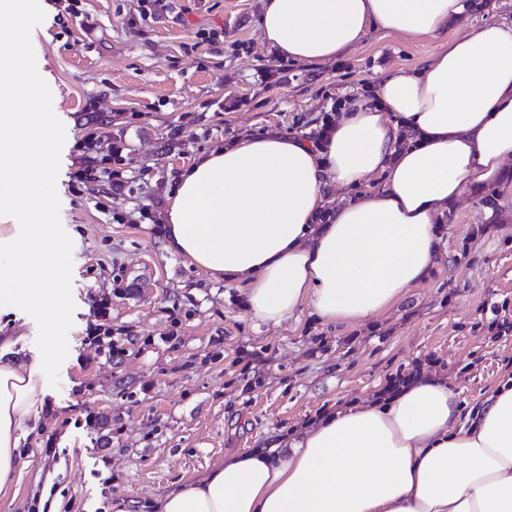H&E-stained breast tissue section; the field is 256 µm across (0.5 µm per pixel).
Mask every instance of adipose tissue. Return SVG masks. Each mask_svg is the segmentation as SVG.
<instances>
[{
    "label": "adipose tissue",
    "mask_w": 512,
    "mask_h": 512,
    "mask_svg": "<svg viewBox=\"0 0 512 512\" xmlns=\"http://www.w3.org/2000/svg\"><path fill=\"white\" fill-rule=\"evenodd\" d=\"M476 0H263L259 28L287 60L320 63L379 28L441 45L389 75L379 106L345 105L322 145L272 134L219 145L179 173L161 215L166 249L238 288L253 319L302 306L326 323L374 316L426 279L437 222L512 168V22L469 23ZM462 35L445 41L449 22ZM384 180L369 185L370 176ZM349 189L339 205L329 191ZM59 346L0 355V496L21 465L17 432ZM142 512H512V378L463 418L424 374L381 400L225 459Z\"/></svg>",
    "instance_id": "obj_1"
}]
</instances>
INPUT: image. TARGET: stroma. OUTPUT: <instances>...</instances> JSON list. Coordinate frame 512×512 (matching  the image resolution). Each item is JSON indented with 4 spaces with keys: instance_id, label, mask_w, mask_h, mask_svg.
<instances>
[{
    "instance_id": "35a3bbf8",
    "label": "stroma",
    "mask_w": 512,
    "mask_h": 512,
    "mask_svg": "<svg viewBox=\"0 0 512 512\" xmlns=\"http://www.w3.org/2000/svg\"><path fill=\"white\" fill-rule=\"evenodd\" d=\"M138 0H77L89 25L41 0L31 34L56 116L62 225L73 241V325L58 387L44 386L19 431L23 464L0 512H113L203 479L229 455L266 448L320 413L369 400L414 367L446 378L469 411L512 374V338L493 340L491 307L512 315V171L452 205L430 276L355 325L309 307L256 324L235 289L165 248L160 217L177 173L212 146L269 132L311 137L333 99L362 97L423 68L440 43L371 29L319 64H272L262 0H178L142 21ZM217 30L201 43L199 29ZM114 180L77 182L86 167ZM37 324L0 307V352L37 354Z\"/></svg>"
}]
</instances>
